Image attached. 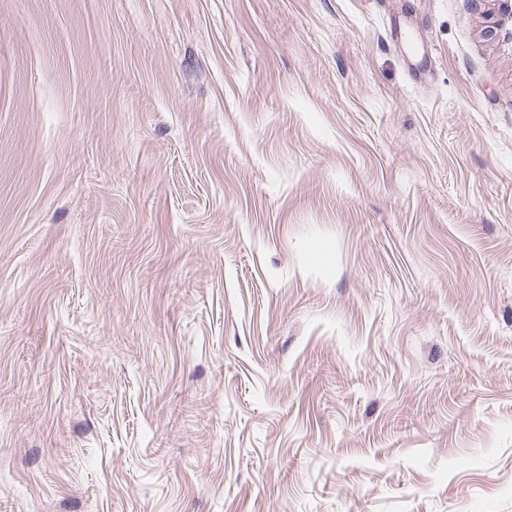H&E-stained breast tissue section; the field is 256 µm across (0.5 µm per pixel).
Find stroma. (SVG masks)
Listing matches in <instances>:
<instances>
[{
    "instance_id": "obj_1",
    "label": "stroma",
    "mask_w": 512,
    "mask_h": 512,
    "mask_svg": "<svg viewBox=\"0 0 512 512\" xmlns=\"http://www.w3.org/2000/svg\"><path fill=\"white\" fill-rule=\"evenodd\" d=\"M490 7L0 0V512H512Z\"/></svg>"
}]
</instances>
